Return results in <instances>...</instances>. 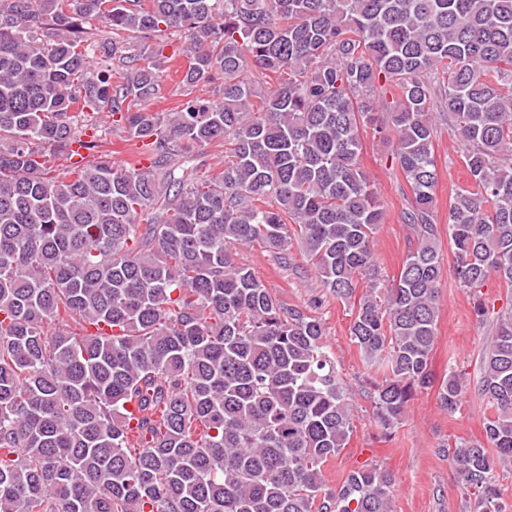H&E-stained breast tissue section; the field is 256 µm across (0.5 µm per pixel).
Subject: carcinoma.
<instances>
[{"label":"carcinoma","instance_id":"cac0c4a2","mask_svg":"<svg viewBox=\"0 0 512 512\" xmlns=\"http://www.w3.org/2000/svg\"><path fill=\"white\" fill-rule=\"evenodd\" d=\"M172 69L182 99L155 112ZM214 81L216 97L193 95ZM441 115L472 180L448 237L481 322L488 278L512 286V0H0V512H393L376 467L324 489L353 424L315 312L365 288L349 335L382 372L375 420L395 428L434 383ZM368 127L394 134L412 194L388 284ZM114 131L149 164L113 161ZM223 141L219 171L196 161ZM75 143L94 159L55 173ZM295 243L322 288L304 308L237 260L258 244L293 268ZM477 392L484 440L440 451L472 489L464 512H506L511 311ZM461 398L450 370L440 406Z\"/></svg>","mask_w":512,"mask_h":512}]
</instances>
